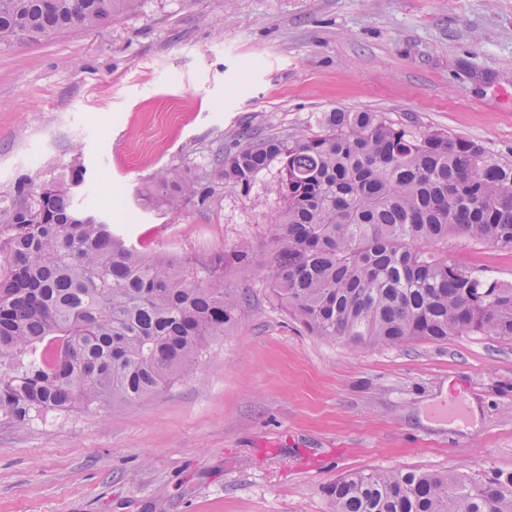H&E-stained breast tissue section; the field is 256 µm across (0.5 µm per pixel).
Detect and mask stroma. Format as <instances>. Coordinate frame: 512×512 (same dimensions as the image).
Wrapping results in <instances>:
<instances>
[{"label": "stroma", "instance_id": "1", "mask_svg": "<svg viewBox=\"0 0 512 512\" xmlns=\"http://www.w3.org/2000/svg\"><path fill=\"white\" fill-rule=\"evenodd\" d=\"M336 108L512 160V0H143L0 48V211L20 176L77 157L78 203L137 247L200 275L251 245L224 269L234 324L170 388L0 421V512H334L325 488L351 472H512V340L355 351L307 333L265 288L276 170L177 214L141 196L165 167L209 181L242 128L291 134ZM448 256L512 282L511 252L457 238Z\"/></svg>", "mask_w": 512, "mask_h": 512}]
</instances>
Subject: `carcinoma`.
I'll return each mask as SVG.
<instances>
[{"label": "carcinoma", "mask_w": 512, "mask_h": 512, "mask_svg": "<svg viewBox=\"0 0 512 512\" xmlns=\"http://www.w3.org/2000/svg\"><path fill=\"white\" fill-rule=\"evenodd\" d=\"M142 0H0V46L96 28ZM318 130L256 137L214 155L211 176L249 190L278 166L268 288L310 335L354 350L455 336L512 339V282L448 258V238L512 251V161L445 131L420 132L380 112L335 109ZM68 180L20 198L0 222L11 274L0 280V419L25 427L47 410L136 404L165 391L235 321L219 255L206 277L149 257L79 207ZM147 194L173 212L211 194L178 167ZM335 512H512V472L374 470L327 487Z\"/></svg>", "instance_id": "carcinoma-1"}]
</instances>
